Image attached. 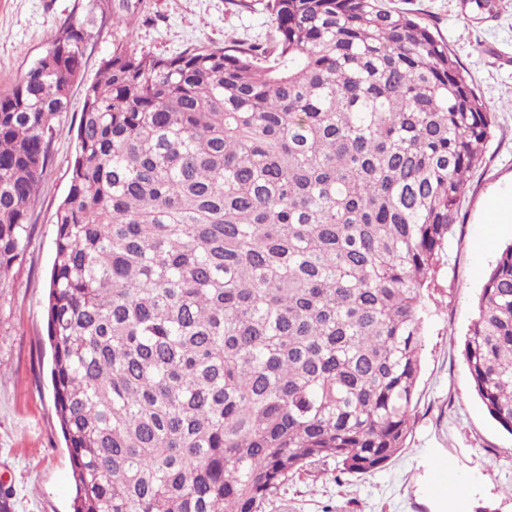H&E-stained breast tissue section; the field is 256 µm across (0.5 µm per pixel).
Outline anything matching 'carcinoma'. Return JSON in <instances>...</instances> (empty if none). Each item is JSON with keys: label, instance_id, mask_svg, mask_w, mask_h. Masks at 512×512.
Instances as JSON below:
<instances>
[{"label": "carcinoma", "instance_id": "obj_1", "mask_svg": "<svg viewBox=\"0 0 512 512\" xmlns=\"http://www.w3.org/2000/svg\"><path fill=\"white\" fill-rule=\"evenodd\" d=\"M95 0L0 91V275ZM269 45L112 44L84 89L47 305L72 512H261L302 468L405 448L433 274L494 114L417 15L264 0ZM464 357L512 435V244Z\"/></svg>", "mask_w": 512, "mask_h": 512}]
</instances>
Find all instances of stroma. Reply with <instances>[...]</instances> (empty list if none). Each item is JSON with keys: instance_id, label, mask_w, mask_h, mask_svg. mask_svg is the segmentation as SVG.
Here are the masks:
<instances>
[{"instance_id": "obj_1", "label": "stroma", "mask_w": 512, "mask_h": 512, "mask_svg": "<svg viewBox=\"0 0 512 512\" xmlns=\"http://www.w3.org/2000/svg\"><path fill=\"white\" fill-rule=\"evenodd\" d=\"M419 15L470 73L496 114L486 160L463 197L461 221L429 306L423 371L406 449L370 477L335 463L304 468L262 512H512V435L486 414L463 356L484 277L512 242V218L486 221L492 193L512 191V0H387ZM78 0H0V89L41 56ZM103 19L88 28L82 78L56 127L51 161L30 207L24 255L0 278V494L10 512H71L75 493L68 450L48 383V277L55 210L68 190L84 87L98 77L113 42L171 57L192 43H266L272 33L259 0H128L127 24L113 26L116 0H98Z\"/></svg>"}]
</instances>
